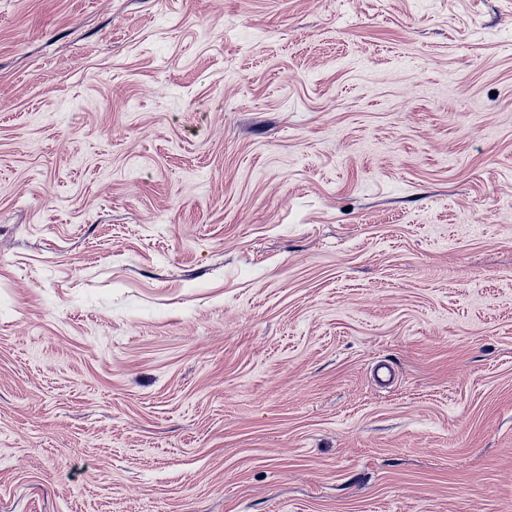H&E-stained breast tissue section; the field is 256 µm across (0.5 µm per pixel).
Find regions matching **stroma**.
Wrapping results in <instances>:
<instances>
[{"mask_svg": "<svg viewBox=\"0 0 512 512\" xmlns=\"http://www.w3.org/2000/svg\"><path fill=\"white\" fill-rule=\"evenodd\" d=\"M0 512H512V0H0Z\"/></svg>", "mask_w": 512, "mask_h": 512, "instance_id": "stroma-1", "label": "stroma"}]
</instances>
